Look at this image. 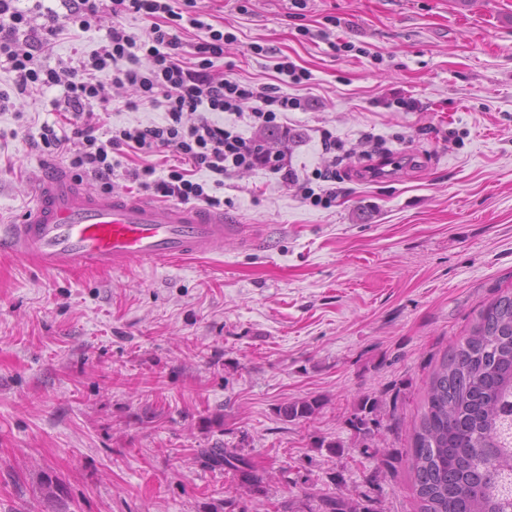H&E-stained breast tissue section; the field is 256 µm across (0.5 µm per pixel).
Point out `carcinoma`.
<instances>
[{"label":"carcinoma","mask_w":512,"mask_h":512,"mask_svg":"<svg viewBox=\"0 0 512 512\" xmlns=\"http://www.w3.org/2000/svg\"><path fill=\"white\" fill-rule=\"evenodd\" d=\"M427 410L406 450L414 471L420 512H508L512 495L500 490L504 474L512 473V457L487 455L496 442L503 414L512 416V291L483 308L468 333L433 373ZM323 401L306 397L276 408L286 422L313 420ZM382 402L366 397L350 418L359 444L369 447L371 425L379 424ZM196 459L211 472L233 473L253 495L265 492L253 461L238 448L215 444L196 449ZM41 494L48 503L62 500L58 478L45 475ZM307 512H376L366 493L324 492L306 505Z\"/></svg>","instance_id":"carcinoma-1"}]
</instances>
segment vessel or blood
Wrapping results in <instances>:
<instances>
[{
    "label": "vessel or blood",
    "instance_id": "1",
    "mask_svg": "<svg viewBox=\"0 0 512 512\" xmlns=\"http://www.w3.org/2000/svg\"><path fill=\"white\" fill-rule=\"evenodd\" d=\"M244 233V225L230 223L220 210L93 195L73 176L54 171L39 180L32 208L0 231V253L27 256L52 270L120 266L206 254Z\"/></svg>",
    "mask_w": 512,
    "mask_h": 512
}]
</instances>
